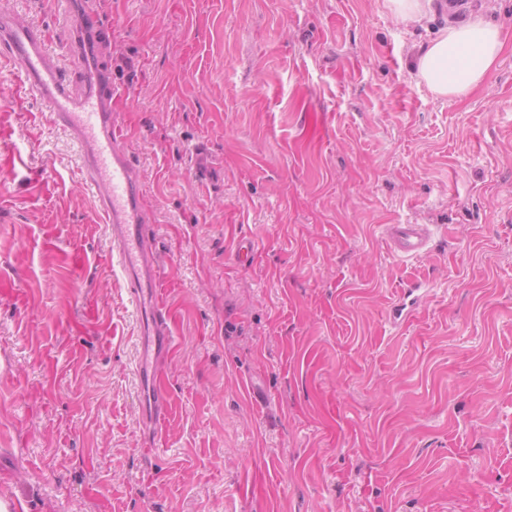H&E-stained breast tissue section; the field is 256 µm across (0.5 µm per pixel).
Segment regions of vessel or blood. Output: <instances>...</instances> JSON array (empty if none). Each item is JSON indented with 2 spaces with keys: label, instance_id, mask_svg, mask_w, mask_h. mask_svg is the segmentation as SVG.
Here are the masks:
<instances>
[{
  "label": "vessel or blood",
  "instance_id": "vessel-or-blood-1",
  "mask_svg": "<svg viewBox=\"0 0 512 512\" xmlns=\"http://www.w3.org/2000/svg\"><path fill=\"white\" fill-rule=\"evenodd\" d=\"M57 7L65 26L111 37L112 28L105 25L96 6L77 12L72 0H57ZM73 53L72 46L49 41L42 26L19 20L15 7H0V72L17 78L16 87L0 97V111H12L20 102L39 101L80 153L85 187L98 200L93 219L111 228L112 250L139 313L136 376L143 435L151 443L169 414L157 370L175 338L158 296L157 255L142 181L126 149V134L112 118V103L124 97L125 90L107 80L100 69L62 65V58ZM386 236L396 254L419 257L426 251L430 230L424 224H391ZM421 295V289H403L390 309L391 323L406 319Z\"/></svg>",
  "mask_w": 512,
  "mask_h": 512
}]
</instances>
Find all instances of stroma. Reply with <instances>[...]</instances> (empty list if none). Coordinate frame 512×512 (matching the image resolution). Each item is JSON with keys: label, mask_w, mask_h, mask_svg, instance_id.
Instances as JSON below:
<instances>
[{"label": "stroma", "mask_w": 512, "mask_h": 512, "mask_svg": "<svg viewBox=\"0 0 512 512\" xmlns=\"http://www.w3.org/2000/svg\"><path fill=\"white\" fill-rule=\"evenodd\" d=\"M16 7L78 40L52 0ZM105 13L176 338L169 416L146 447L138 314L69 137L37 103L0 112V166L27 156L0 181L7 512H512V49L448 101L413 76L444 18L383 0ZM390 224L430 225L427 252L396 255ZM412 280L428 293L393 326ZM384 7L396 19L414 23L432 13V0H384Z\"/></svg>", "instance_id": "obj_1"}]
</instances>
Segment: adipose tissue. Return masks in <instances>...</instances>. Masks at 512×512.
<instances>
[{
  "label": "adipose tissue",
  "instance_id": "adipose-tissue-1",
  "mask_svg": "<svg viewBox=\"0 0 512 512\" xmlns=\"http://www.w3.org/2000/svg\"><path fill=\"white\" fill-rule=\"evenodd\" d=\"M512 40L488 22L481 11L445 25L422 47L414 77L437 98L460 100L480 88Z\"/></svg>",
  "mask_w": 512,
  "mask_h": 512
}]
</instances>
